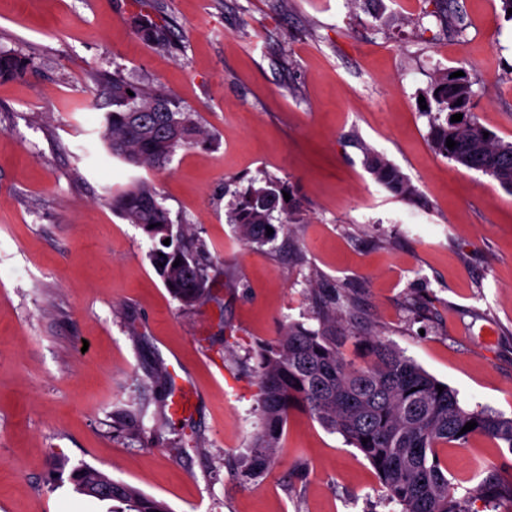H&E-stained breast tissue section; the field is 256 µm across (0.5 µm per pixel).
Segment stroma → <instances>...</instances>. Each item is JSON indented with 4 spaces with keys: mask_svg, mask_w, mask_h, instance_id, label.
<instances>
[{
    "mask_svg": "<svg viewBox=\"0 0 512 512\" xmlns=\"http://www.w3.org/2000/svg\"><path fill=\"white\" fill-rule=\"evenodd\" d=\"M454 2L458 35L434 0H0V50L27 63L0 78V512H107L51 486L63 461L172 512H397L371 464L300 410L264 478L225 465L262 425L260 347L292 323L318 329L320 288L350 300L346 359L363 363L371 328L467 408L512 417V193L436 152L419 105L439 71L465 68L472 114L512 141V21L500 0ZM146 15L168 22V48L137 33ZM115 73L204 129L165 170L109 154L95 114L112 102L92 93ZM367 146L416 197L367 171ZM139 178L207 242L219 303L181 309L151 240L113 210ZM266 178L301 221L249 247L228 213ZM170 366L193 411L157 433L138 409L172 401L152 383ZM437 452L453 482L488 467L512 481V451L490 438Z\"/></svg>",
    "mask_w": 512,
    "mask_h": 512,
    "instance_id": "1",
    "label": "stroma"
}]
</instances>
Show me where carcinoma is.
Segmentation results:
<instances>
[{"mask_svg": "<svg viewBox=\"0 0 512 512\" xmlns=\"http://www.w3.org/2000/svg\"><path fill=\"white\" fill-rule=\"evenodd\" d=\"M147 38L163 47L169 40L164 23L149 22ZM25 64L0 52V76H21ZM439 74L430 87L428 109L449 118L430 120L429 141L435 151L468 169L482 172L512 191V142L487 130L469 116L473 85L468 76ZM113 110L105 113L103 139L108 151L131 168L160 170L175 150L203 134L189 112H181L172 97L158 87L135 85L118 75L107 82ZM462 115L459 122L450 116ZM456 146H446V139ZM367 170L391 192L416 196L410 179L383 155L364 151ZM287 187L274 180L252 186L239 195L229 212L240 238L264 246L275 239L266 227L293 224L299 214L294 199H284ZM152 184L135 180L112 197L113 208L136 224L158 245L149 258L169 293L185 310L214 299L207 272L208 246L190 224H172ZM170 239V244L163 240ZM178 266H173L175 260ZM320 328L290 324L282 336L258 353L259 402L262 426L255 434L243 482H256L269 472L290 413L302 410L324 428L340 434L374 467L387 499L399 512H472L476 498L486 502L512 499V484L495 470L473 488L451 482L437 446L464 443L473 435L501 441L512 451V418L487 410H469L449 386L440 384L413 358L375 336L364 337L368 361L357 365L339 352L336 317L344 313V296L334 288L319 291ZM474 429L461 433L466 423ZM367 443H362V440ZM75 490L86 496L104 481L112 483L109 512H171L168 504L127 482L112 478L89 464L70 473Z\"/></svg>", "mask_w": 512, "mask_h": 512, "instance_id": "obj_1", "label": "carcinoma"}]
</instances>
